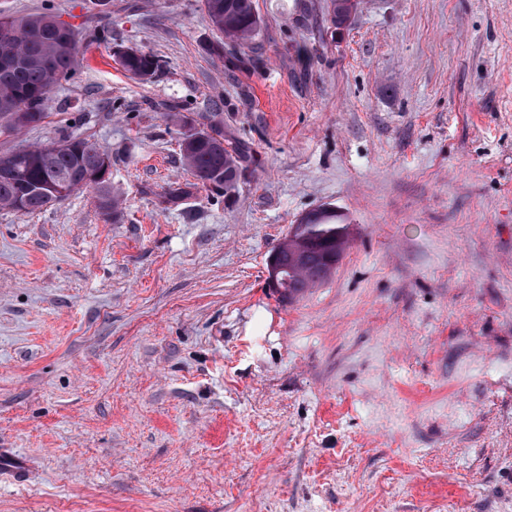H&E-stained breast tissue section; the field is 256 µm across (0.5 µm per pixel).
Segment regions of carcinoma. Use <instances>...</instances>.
<instances>
[{"instance_id":"obj_1","label":"carcinoma","mask_w":512,"mask_h":512,"mask_svg":"<svg viewBox=\"0 0 512 512\" xmlns=\"http://www.w3.org/2000/svg\"><path fill=\"white\" fill-rule=\"evenodd\" d=\"M207 17L214 28L232 46L243 49L260 27L254 0H204ZM53 13L0 15V28L9 27L18 39L0 36V130L16 131L40 123L45 117L51 89L75 75V63L81 49L78 32L72 26L59 27ZM121 69L131 78L145 81L156 73L160 60L151 54L129 48L118 55ZM66 146L52 145L29 149L26 153L0 154V166L8 174L0 175V208L22 213L40 211L83 187L95 189L100 210L116 214L119 199L112 194L109 180H97L94 174L104 159L87 139L68 135ZM181 156L195 179L215 189L234 185L240 176L237 157L224 147V129L211 126L196 133L194 141L181 144ZM346 225L336 213L313 211L308 214L304 231L331 252L345 254L349 239ZM283 287L296 297L310 287L309 281L282 253Z\"/></svg>"}]
</instances>
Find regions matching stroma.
<instances>
[{
    "instance_id": "35a3bbf8",
    "label": "stroma",
    "mask_w": 512,
    "mask_h": 512,
    "mask_svg": "<svg viewBox=\"0 0 512 512\" xmlns=\"http://www.w3.org/2000/svg\"><path fill=\"white\" fill-rule=\"evenodd\" d=\"M255 3L232 63L203 0H0L84 43L0 153L86 138L122 198L0 210V512H512V0ZM214 119L219 193L179 147ZM324 206L350 246L281 300ZM118 63L131 78L141 81L152 78L160 67V60L155 56L132 48L118 55ZM282 261L284 270L282 271V280L283 286L285 290L288 291V294L285 295L282 292L280 294L286 298L296 297L306 291L307 288H312L315 285H310L309 281L302 275V273L295 267L293 264L290 255L286 252L282 251Z\"/></svg>"
}]
</instances>
